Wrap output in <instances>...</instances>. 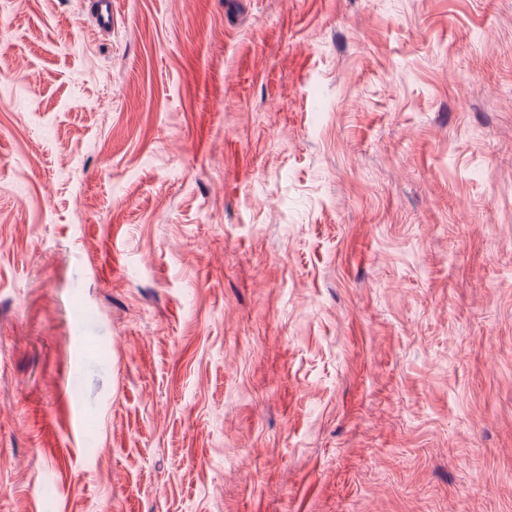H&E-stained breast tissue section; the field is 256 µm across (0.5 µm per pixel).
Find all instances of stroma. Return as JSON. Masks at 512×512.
Here are the masks:
<instances>
[{
	"label": "stroma",
	"instance_id": "35a3bbf8",
	"mask_svg": "<svg viewBox=\"0 0 512 512\" xmlns=\"http://www.w3.org/2000/svg\"><path fill=\"white\" fill-rule=\"evenodd\" d=\"M0 16V512H512V0ZM90 14L93 26L98 33L112 32V0L91 1Z\"/></svg>",
	"mask_w": 512,
	"mask_h": 512
}]
</instances>
